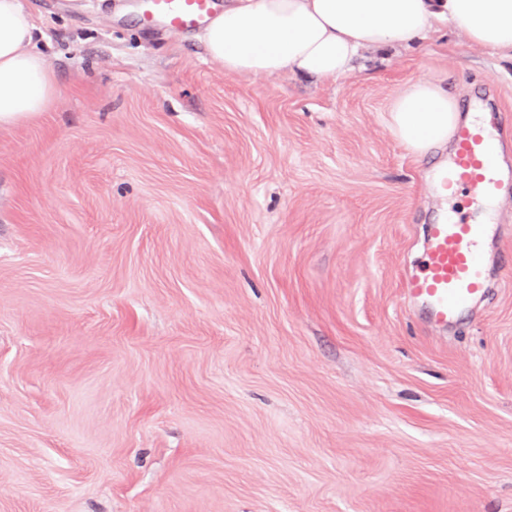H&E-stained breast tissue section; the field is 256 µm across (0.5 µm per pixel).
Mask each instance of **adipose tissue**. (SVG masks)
Returning <instances> with one entry per match:
<instances>
[{
  "label": "adipose tissue",
  "instance_id": "adipose-tissue-1",
  "mask_svg": "<svg viewBox=\"0 0 512 512\" xmlns=\"http://www.w3.org/2000/svg\"><path fill=\"white\" fill-rule=\"evenodd\" d=\"M447 17L468 40L512 56V0H232L198 35L231 73L347 75L359 52L406 46ZM56 77L21 0H0V127L46 111ZM390 128L414 155L444 146L460 121L436 82L409 84L392 102Z\"/></svg>",
  "mask_w": 512,
  "mask_h": 512
}]
</instances>
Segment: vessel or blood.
<instances>
[{
  "instance_id": "vessel-or-blood-1",
  "label": "vessel or blood",
  "mask_w": 512,
  "mask_h": 512,
  "mask_svg": "<svg viewBox=\"0 0 512 512\" xmlns=\"http://www.w3.org/2000/svg\"><path fill=\"white\" fill-rule=\"evenodd\" d=\"M212 5L213 0H153L144 21L192 29L205 22ZM498 154L496 138L483 127L463 124L457 128L451 160L440 173V187L449 196L469 198L471 208L429 225L422 265L405 283L407 298L420 305L432 322L455 324L485 291L481 245L504 182Z\"/></svg>"
}]
</instances>
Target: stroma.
I'll return each instance as SVG.
<instances>
[{"instance_id":"stroma-1","label":"stroma","mask_w":512,"mask_h":512,"mask_svg":"<svg viewBox=\"0 0 512 512\" xmlns=\"http://www.w3.org/2000/svg\"><path fill=\"white\" fill-rule=\"evenodd\" d=\"M58 90L0 130V512H512V187L490 290L404 284L456 211L389 128L512 59L437 23L349 74H236L147 0H22Z\"/></svg>"}]
</instances>
